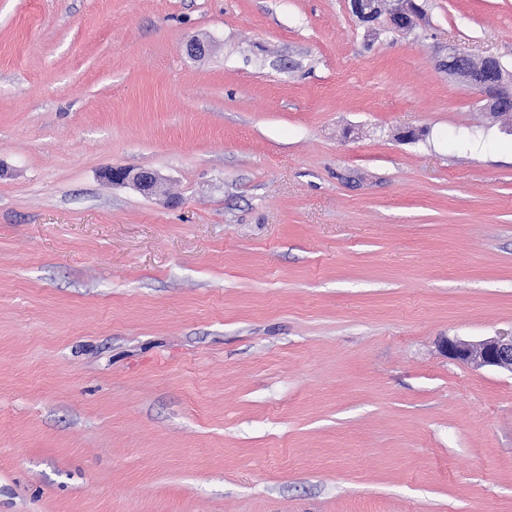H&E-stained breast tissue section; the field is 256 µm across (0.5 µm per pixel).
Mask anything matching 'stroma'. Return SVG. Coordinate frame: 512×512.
<instances>
[{
  "instance_id": "obj_1",
  "label": "stroma",
  "mask_w": 512,
  "mask_h": 512,
  "mask_svg": "<svg viewBox=\"0 0 512 512\" xmlns=\"http://www.w3.org/2000/svg\"><path fill=\"white\" fill-rule=\"evenodd\" d=\"M417 2L0 0V512H512V373L442 351L512 333V122L442 65L512 0ZM353 15L367 30H373V24L385 11L388 14V27L394 31L412 29L422 15V9L414 0H393L387 7L386 0H350ZM105 177L113 183H131L140 192L152 195L157 193L161 177L150 169L111 168L105 172Z\"/></svg>"
}]
</instances>
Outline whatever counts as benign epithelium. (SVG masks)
I'll return each instance as SVG.
<instances>
[{
  "label": "benign epithelium",
  "mask_w": 512,
  "mask_h": 512,
  "mask_svg": "<svg viewBox=\"0 0 512 512\" xmlns=\"http://www.w3.org/2000/svg\"><path fill=\"white\" fill-rule=\"evenodd\" d=\"M353 15L367 31L382 13L388 14V27L395 31L413 28L422 15L415 0H350ZM448 73L462 78L479 94L484 109L495 118L512 110V73L506 71L499 59L485 55L474 59L470 54L448 46ZM105 177L114 183H130L140 192L152 195L158 191L161 177L150 169L111 168ZM444 353L476 368L489 367L512 373V335L495 336L476 343L445 341Z\"/></svg>",
  "instance_id": "obj_1"
}]
</instances>
